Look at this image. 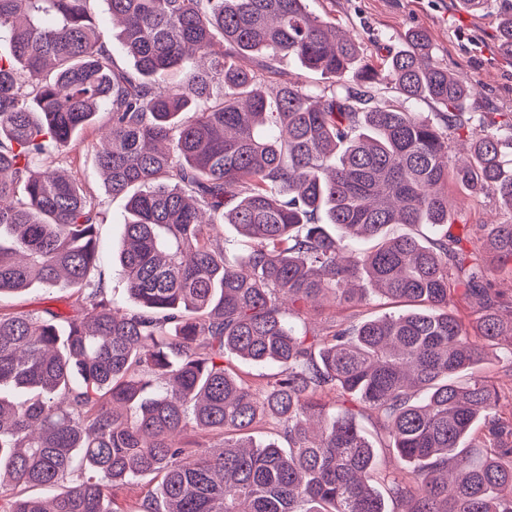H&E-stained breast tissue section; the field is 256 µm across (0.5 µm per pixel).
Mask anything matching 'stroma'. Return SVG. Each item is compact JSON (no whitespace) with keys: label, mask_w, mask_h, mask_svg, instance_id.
<instances>
[{"label":"stroma","mask_w":512,"mask_h":512,"mask_svg":"<svg viewBox=\"0 0 512 512\" xmlns=\"http://www.w3.org/2000/svg\"><path fill=\"white\" fill-rule=\"evenodd\" d=\"M309 10L335 19L352 32L374 65H383L386 56L401 46L404 33L422 28L432 38L434 57L449 72L473 86L483 112L495 113L499 122L512 120V60L501 58L495 48L498 13L488 8L481 13L459 10L457 0H308ZM76 151L63 156V166L77 172L85 188L94 196L100 219L98 236L103 257L95 276L116 304L130 308L126 283L112 253L120 245L126 218L125 197L112 196L105 188L91 133L78 132ZM448 214L454 231L469 229L471 237L482 234V225L502 218L498 199L489 193L476 194L457 184L448 186ZM71 289L61 286L33 287L20 294L0 296V310L31 312L46 308L67 309Z\"/></svg>","instance_id":"stroma-1"}]
</instances>
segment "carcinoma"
Instances as JSON below:
<instances>
[{"label":"carcinoma","mask_w":512,"mask_h":512,"mask_svg":"<svg viewBox=\"0 0 512 512\" xmlns=\"http://www.w3.org/2000/svg\"><path fill=\"white\" fill-rule=\"evenodd\" d=\"M91 2L0 0V295L77 293L73 315L0 312V512H387L355 402L410 466L382 477L398 512H512V298L493 282L512 279V216L474 245L448 233L450 180L512 212V121L463 112L471 91L424 29L357 83V39L306 0H102L124 69ZM384 81L443 106L444 125L378 96ZM102 109L135 310L95 279L98 204L56 166ZM324 298L411 309L316 330ZM504 345L501 375L477 374ZM236 362L278 372L256 388ZM264 424L277 439L258 443ZM189 425L218 449L184 442ZM146 474L156 491L118 505ZM64 483L48 502L24 493ZM92 6L94 11L98 15L99 20L101 21L103 28L108 33V46L113 54V57L121 67L131 68L132 60L126 55L121 43L115 37L118 28L114 27V29L112 30V21L104 9V4L100 1H96L93 2Z\"/></svg>","instance_id":"cac0c4a2"}]
</instances>
